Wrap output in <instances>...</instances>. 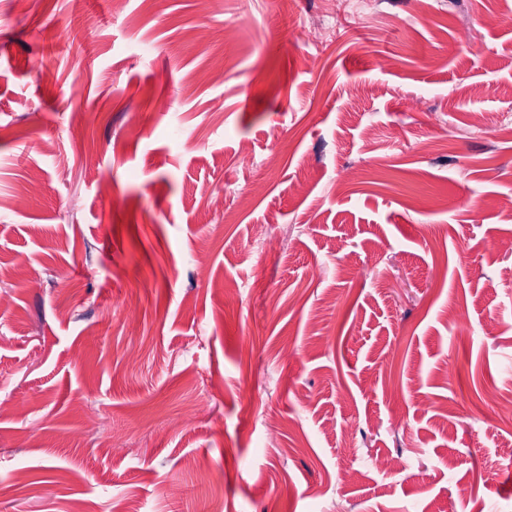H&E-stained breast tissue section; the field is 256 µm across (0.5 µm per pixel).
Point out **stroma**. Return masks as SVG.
Here are the masks:
<instances>
[{"mask_svg": "<svg viewBox=\"0 0 512 512\" xmlns=\"http://www.w3.org/2000/svg\"><path fill=\"white\" fill-rule=\"evenodd\" d=\"M511 265L512 0H0V512H512Z\"/></svg>", "mask_w": 512, "mask_h": 512, "instance_id": "stroma-1", "label": "stroma"}]
</instances>
